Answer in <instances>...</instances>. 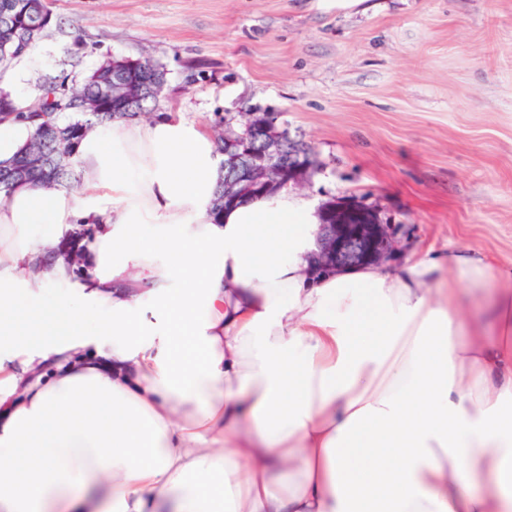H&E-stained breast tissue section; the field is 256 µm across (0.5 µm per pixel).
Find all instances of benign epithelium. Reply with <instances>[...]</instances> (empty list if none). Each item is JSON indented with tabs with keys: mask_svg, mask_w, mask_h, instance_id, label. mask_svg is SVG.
<instances>
[{
	"mask_svg": "<svg viewBox=\"0 0 512 512\" xmlns=\"http://www.w3.org/2000/svg\"><path fill=\"white\" fill-rule=\"evenodd\" d=\"M224 205L267 194L279 186L297 185L309 173L303 158L292 166L284 162L287 143L278 127L275 112H251L238 122L232 112L224 113ZM317 249L312 255L314 277L342 267L384 265L397 260L399 236L408 228L403 224H376L364 212H336V223H328V210L320 214Z\"/></svg>",
	"mask_w": 512,
	"mask_h": 512,
	"instance_id": "1",
	"label": "benign epithelium"
}]
</instances>
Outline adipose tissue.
<instances>
[{
	"mask_svg": "<svg viewBox=\"0 0 512 512\" xmlns=\"http://www.w3.org/2000/svg\"><path fill=\"white\" fill-rule=\"evenodd\" d=\"M222 161L182 113L116 122L80 192L0 201V512H512V260L311 278L313 204L213 219Z\"/></svg>",
	"mask_w": 512,
	"mask_h": 512,
	"instance_id": "obj_1",
	"label": "adipose tissue"
}]
</instances>
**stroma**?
I'll list each match as a JSON object with an SVG mask.
<instances>
[{
    "label": "stroma",
    "mask_w": 512,
    "mask_h": 512,
    "mask_svg": "<svg viewBox=\"0 0 512 512\" xmlns=\"http://www.w3.org/2000/svg\"><path fill=\"white\" fill-rule=\"evenodd\" d=\"M59 33L28 70L35 95L81 48L167 71L157 114L214 131L275 112L317 162L315 208L407 225L405 254L469 247L512 259V0H49Z\"/></svg>",
    "instance_id": "stroma-1"
}]
</instances>
